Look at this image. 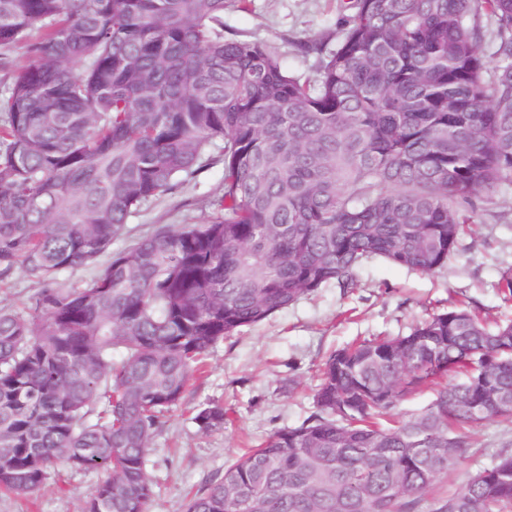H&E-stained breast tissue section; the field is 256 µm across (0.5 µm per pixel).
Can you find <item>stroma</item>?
<instances>
[{
  "instance_id": "obj_1",
  "label": "stroma",
  "mask_w": 512,
  "mask_h": 512,
  "mask_svg": "<svg viewBox=\"0 0 512 512\" xmlns=\"http://www.w3.org/2000/svg\"><path fill=\"white\" fill-rule=\"evenodd\" d=\"M344 2L250 0L247 8L225 10L224 31L267 44L289 70L312 80L318 75L319 56L304 54L300 45L320 39L325 51L334 50L336 30L350 14ZM223 178L218 159L197 178L152 200L131 218L126 233L113 242V251L127 249L154 228L200 222L222 195ZM509 269L512 185L502 187L494 203H477L473 234L461 241L441 270L423 274L375 258L360 268L356 288L322 286L219 343L152 440L148 469L155 487L149 512H184L191 493L223 473L247 446L309 416L319 365L352 340L408 334L430 316L460 303L489 325L512 324V300H504L498 286ZM210 403L223 405L232 422L204 434L191 412ZM469 439L462 462L423 493L424 503L447 498L502 449H512V422L487 421L473 427ZM103 477L98 470L49 475L32 493L0 492V512H80Z\"/></svg>"
}]
</instances>
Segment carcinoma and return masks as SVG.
<instances>
[{"label":"carcinoma","instance_id":"1","mask_svg":"<svg viewBox=\"0 0 512 512\" xmlns=\"http://www.w3.org/2000/svg\"><path fill=\"white\" fill-rule=\"evenodd\" d=\"M225 7L0 0V56L32 58L0 99V279L40 285L27 312L0 309V489L102 470L82 512H148L151 441L211 349L328 283L357 287L372 258L438 271L475 201L512 182V0H348L314 81L225 36ZM216 149L209 215L110 252ZM318 377L315 411L185 512H416L470 447L463 429L512 418V325L451 307L332 352ZM421 392L424 412L380 422ZM431 512H512V452Z\"/></svg>","mask_w":512,"mask_h":512}]
</instances>
